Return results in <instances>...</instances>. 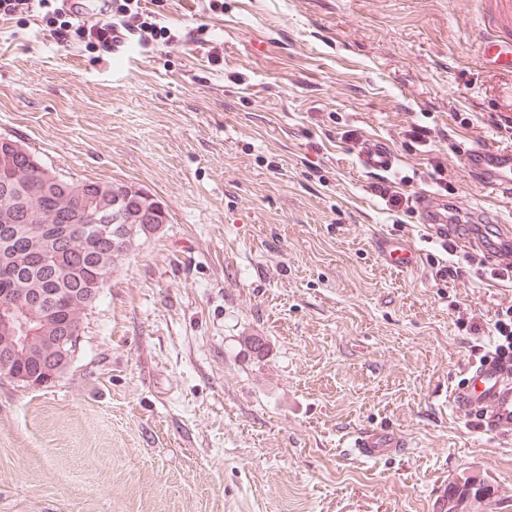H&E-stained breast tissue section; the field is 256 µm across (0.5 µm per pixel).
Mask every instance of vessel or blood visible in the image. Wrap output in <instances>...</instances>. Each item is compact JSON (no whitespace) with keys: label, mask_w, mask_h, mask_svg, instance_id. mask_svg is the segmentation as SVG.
I'll return each instance as SVG.
<instances>
[{"label":"vessel or blood","mask_w":512,"mask_h":512,"mask_svg":"<svg viewBox=\"0 0 512 512\" xmlns=\"http://www.w3.org/2000/svg\"><path fill=\"white\" fill-rule=\"evenodd\" d=\"M504 10L489 21L482 36L487 59L500 70L512 74V43L506 41L505 31H512V0H499ZM358 159L369 169L389 172L398 162L394 151L383 141L369 140L361 143ZM459 161L475 183L484 187L500 184L512 186V146L488 145L471 148L460 154ZM446 201L436 193L421 192L414 198V209L421 223L432 225L435 233L446 235L458 251L482 255L487 266L502 268L503 247L512 243V225L497 223L494 240L477 235L458 236L454 225L440 215ZM382 259L390 266L404 270L418 261L416 250L409 246L379 242ZM466 381L451 396L455 410L480 413L483 428L496 432H512V380L490 361L472 363L465 367ZM355 455L363 459H377L386 455L403 453L407 448L404 437L397 431L374 427L356 432L350 442Z\"/></svg>","instance_id":"b4317fda"}]
</instances>
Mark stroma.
<instances>
[{"label": "stroma", "mask_w": 512, "mask_h": 512, "mask_svg": "<svg viewBox=\"0 0 512 512\" xmlns=\"http://www.w3.org/2000/svg\"><path fill=\"white\" fill-rule=\"evenodd\" d=\"M177 44L120 56L0 19V136L57 172L119 180L169 222L114 267L57 383L0 378V512H434L472 475L512 512V435L449 395L477 335L512 305L410 208L387 209L356 156L385 140L409 194L512 219L460 144H510L507 75L482 66L484 0H166ZM206 29L210 45L197 43ZM427 146L404 144L409 123ZM421 254L388 267L376 238ZM264 336L255 359L242 339ZM368 426L409 442L368 461Z\"/></svg>", "instance_id": "35a3bbf8"}]
</instances>
